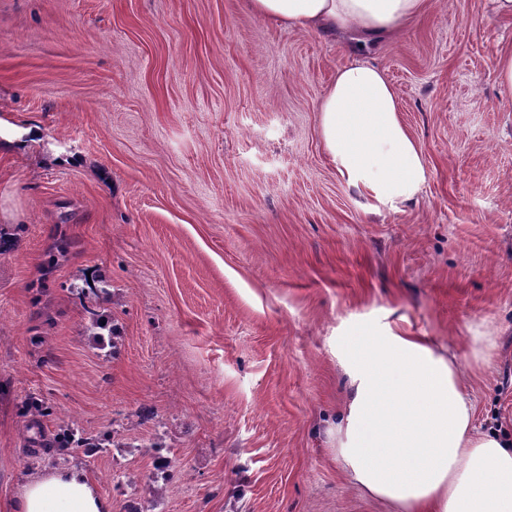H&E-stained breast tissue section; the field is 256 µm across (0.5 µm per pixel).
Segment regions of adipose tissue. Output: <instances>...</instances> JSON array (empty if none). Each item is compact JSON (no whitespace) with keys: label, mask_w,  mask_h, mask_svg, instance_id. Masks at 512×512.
Wrapping results in <instances>:
<instances>
[{"label":"adipose tissue","mask_w":512,"mask_h":512,"mask_svg":"<svg viewBox=\"0 0 512 512\" xmlns=\"http://www.w3.org/2000/svg\"><path fill=\"white\" fill-rule=\"evenodd\" d=\"M426 0H248L277 24L341 39L348 61L318 105L327 155L348 186L399 209L418 200L425 157L402 121L397 91L369 46L398 38ZM491 336L468 358L437 353L425 336H359L348 355L354 391L338 454L352 482L398 512H512V439L475 423L468 371L486 363ZM9 512H112L76 466L28 482Z\"/></svg>","instance_id":"ef3b65f1"}]
</instances>
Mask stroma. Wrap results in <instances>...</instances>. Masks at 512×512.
Segmentation results:
<instances>
[{
    "label": "stroma",
    "mask_w": 512,
    "mask_h": 512,
    "mask_svg": "<svg viewBox=\"0 0 512 512\" xmlns=\"http://www.w3.org/2000/svg\"><path fill=\"white\" fill-rule=\"evenodd\" d=\"M508 41L492 0H427L375 52L428 164L397 210L324 148L339 43L247 0H0V140L41 130L0 153V507L74 423L114 512H389L337 453L360 330L494 336L468 383L511 436ZM497 56L498 79L502 91L512 96V43L501 45Z\"/></svg>",
    "instance_id": "stroma-1"
}]
</instances>
